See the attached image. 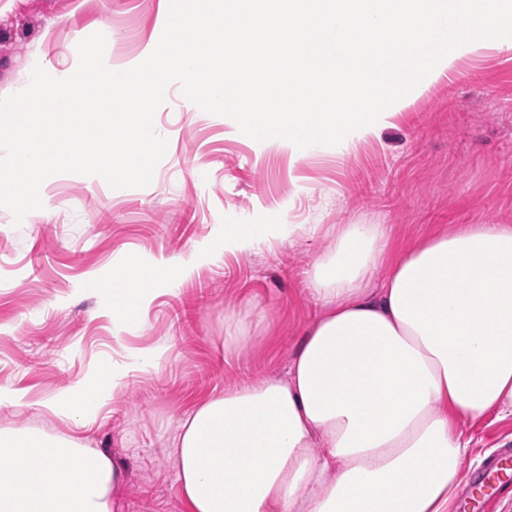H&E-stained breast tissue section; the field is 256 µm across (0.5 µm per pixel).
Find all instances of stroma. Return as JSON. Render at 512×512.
Wrapping results in <instances>:
<instances>
[{
	"mask_svg": "<svg viewBox=\"0 0 512 512\" xmlns=\"http://www.w3.org/2000/svg\"><path fill=\"white\" fill-rule=\"evenodd\" d=\"M169 0H0V97L24 89L34 66L63 74L73 50L107 34L104 60L121 69L157 46ZM377 137L287 151L201 111L170 84L155 114L168 150L145 188L114 189L57 174L43 207L14 225L0 208V385L26 392L0 406V426L87 437L126 471L124 512H186L165 448L174 419L225 386L284 373L321 307L309 270L340 224H382L392 252L436 229L512 225V52L492 47L456 60ZM227 224H255L266 243L202 263L157 288L140 323L112 324L93 288L131 253L150 264L187 254ZM247 337L224 346L225 321ZM158 352L147 370L141 352ZM104 364L122 385L92 420L51 414L46 401L91 380ZM470 452L456 512H512V480L471 497L484 462L512 460V416L462 426Z\"/></svg>",
	"mask_w": 512,
	"mask_h": 512,
	"instance_id": "obj_1",
	"label": "stroma"
}]
</instances>
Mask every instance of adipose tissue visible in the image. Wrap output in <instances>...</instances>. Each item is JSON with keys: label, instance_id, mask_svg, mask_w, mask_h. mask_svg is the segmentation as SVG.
I'll list each match as a JSON object with an SVG mask.
<instances>
[{"label": "adipose tissue", "instance_id": "obj_1", "mask_svg": "<svg viewBox=\"0 0 512 512\" xmlns=\"http://www.w3.org/2000/svg\"><path fill=\"white\" fill-rule=\"evenodd\" d=\"M256 241L228 224L189 257L148 268L133 255L95 286L121 327L157 286ZM306 284L323 312L286 377L225 387L180 416L168 446L187 512H454L462 424L512 415V225L435 230L393 256L385 226L344 224ZM118 381L102 367L46 407L89 418ZM125 479L87 439L0 427V512H118Z\"/></svg>", "mask_w": 512, "mask_h": 512}]
</instances>
